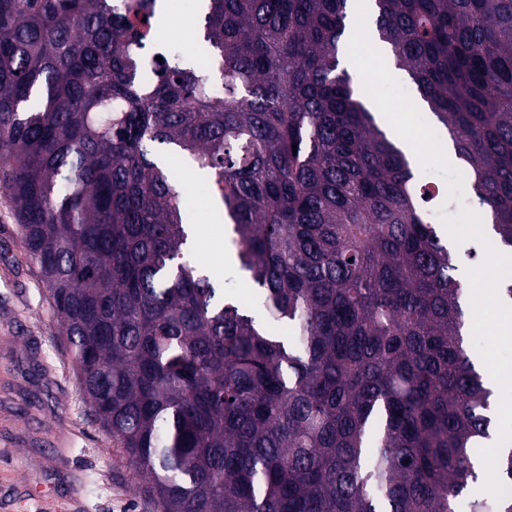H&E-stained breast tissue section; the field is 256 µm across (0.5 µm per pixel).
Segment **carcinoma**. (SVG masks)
Wrapping results in <instances>:
<instances>
[{"label":"carcinoma","mask_w":512,"mask_h":512,"mask_svg":"<svg viewBox=\"0 0 512 512\" xmlns=\"http://www.w3.org/2000/svg\"><path fill=\"white\" fill-rule=\"evenodd\" d=\"M159 0H0V188L92 416L161 512H512L484 480L435 194L341 66L357 0H201L207 69L145 74ZM512 250V0H370ZM297 149H292V146ZM210 178L261 308L190 259Z\"/></svg>","instance_id":"cac0c4a2"}]
</instances>
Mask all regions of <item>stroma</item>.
<instances>
[{
  "mask_svg": "<svg viewBox=\"0 0 512 512\" xmlns=\"http://www.w3.org/2000/svg\"><path fill=\"white\" fill-rule=\"evenodd\" d=\"M163 40L194 50L196 0H172ZM196 227L192 258L225 295L242 276L204 178L180 166ZM0 512H152L122 449L110 447L83 399L53 301L25 257L11 200L0 193Z\"/></svg>",
  "mask_w": 512,
  "mask_h": 512,
  "instance_id": "1",
  "label": "stroma"
}]
</instances>
